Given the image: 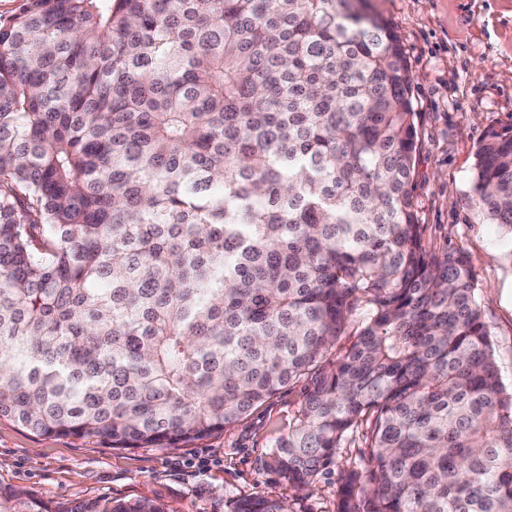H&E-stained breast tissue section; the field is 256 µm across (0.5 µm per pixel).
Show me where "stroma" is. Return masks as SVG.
I'll return each mask as SVG.
<instances>
[{"label": "stroma", "mask_w": 512, "mask_h": 512, "mask_svg": "<svg viewBox=\"0 0 512 512\" xmlns=\"http://www.w3.org/2000/svg\"><path fill=\"white\" fill-rule=\"evenodd\" d=\"M400 36L420 114L413 196L424 242L465 250L492 335L512 384V237L480 219L473 200L474 153L490 129L512 127V0H366ZM305 400L283 388L224 430L176 448L113 449L93 437H43L0 419V491L20 489L59 512L100 498L160 499L178 512H228L231 500L293 501L288 480L266 467L276 439ZM354 445L337 449L303 501L334 512L340 472Z\"/></svg>", "instance_id": "1"}]
</instances>
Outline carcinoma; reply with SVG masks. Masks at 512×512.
Returning <instances> with one entry per match:
<instances>
[{"mask_svg":"<svg viewBox=\"0 0 512 512\" xmlns=\"http://www.w3.org/2000/svg\"><path fill=\"white\" fill-rule=\"evenodd\" d=\"M411 88L360 0H23L0 21V418L175 448L305 381L266 463L298 489L360 431L335 512H512V386L465 251L424 244ZM474 204L512 232L509 129Z\"/></svg>","mask_w":512,"mask_h":512,"instance_id":"1","label":"carcinoma"}]
</instances>
